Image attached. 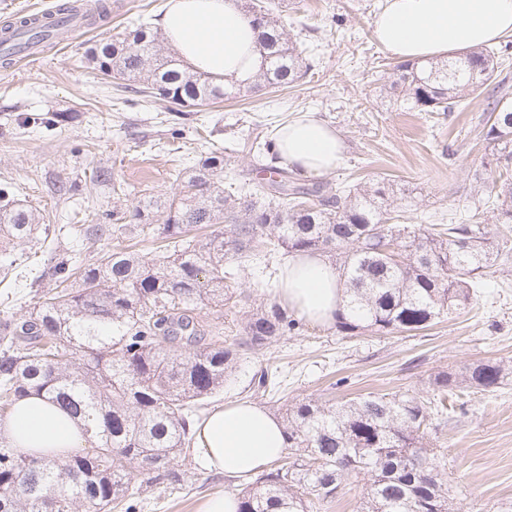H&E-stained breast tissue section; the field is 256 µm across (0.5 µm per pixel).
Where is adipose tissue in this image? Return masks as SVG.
Instances as JSON below:
<instances>
[{
  "label": "adipose tissue",
  "instance_id": "1",
  "mask_svg": "<svg viewBox=\"0 0 512 512\" xmlns=\"http://www.w3.org/2000/svg\"><path fill=\"white\" fill-rule=\"evenodd\" d=\"M161 27L185 67L214 82H246L259 68L257 34L236 0H168ZM373 29L378 44L393 58L429 61L511 33L512 0H385ZM277 152L301 176L332 171L343 160L336 132L307 113L280 127ZM275 296L314 324L332 323L342 306L335 266L316 255L292 257L280 273ZM0 433L18 452L41 457H62L86 445L83 421L42 394L20 399L0 422ZM196 437L205 465L227 476L258 471L286 448L281 421L247 400L216 406Z\"/></svg>",
  "mask_w": 512,
  "mask_h": 512
}]
</instances>
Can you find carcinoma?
Instances as JSON below:
<instances>
[{
    "label": "carcinoma",
    "mask_w": 512,
    "mask_h": 512,
    "mask_svg": "<svg viewBox=\"0 0 512 512\" xmlns=\"http://www.w3.org/2000/svg\"><path fill=\"white\" fill-rule=\"evenodd\" d=\"M245 13L260 30L262 68L248 91L288 89L313 74L314 60L299 49L263 0H247ZM76 6L63 3L44 23L20 17L0 29L5 56L47 41ZM86 58L115 90L144 100L163 98L197 106L234 97L241 89L190 74L174 55H163L158 32L141 25L119 40H101ZM501 50L483 45L419 67H395L385 87L394 103L415 112H460L484 97L483 138L491 153L471 191L469 221L404 224L389 200L398 188L380 178L346 189L331 182L293 181L276 165L275 138L247 142L267 161L263 181L247 179L213 151L182 173L183 191L153 225L158 202H138L126 224H73L87 240L119 235L129 245L104 257L53 266L54 287L35 292L28 316L0 320V410L13 411L31 392L49 396L84 421L94 446L80 454L37 459L19 454L0 437V512H41V499L59 493V512H132L138 493L132 469L155 463L154 481H182L177 458L190 449L192 406L224 389L238 351L220 333L201 345V311L224 312L241 293L226 276L224 258L242 264L277 254L339 256L343 310L336 331L353 336L415 332L471 305L495 267L512 260V94ZM496 226L484 223L487 211ZM204 224L225 225L224 235L202 239ZM49 235L36 210L0 186V248ZM151 237L154 251L132 247ZM244 345L262 348L299 330L276 303L260 304L237 321ZM193 351L176 349L181 340ZM512 365L479 360L460 372L434 373L433 395L367 392L342 402L303 399L282 412L288 452L271 468L240 484L238 512H326L344 482L366 480L361 512H456L448 496L447 460L434 435L454 421L445 401L497 391Z\"/></svg>",
    "instance_id": "cac0c4a2"
}]
</instances>
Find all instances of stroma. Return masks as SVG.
Returning a JSON list of instances; mask_svg holds the SVG:
<instances>
[{
  "label": "stroma",
  "mask_w": 512,
  "mask_h": 512,
  "mask_svg": "<svg viewBox=\"0 0 512 512\" xmlns=\"http://www.w3.org/2000/svg\"><path fill=\"white\" fill-rule=\"evenodd\" d=\"M112 12L103 28L77 31L48 44L32 60L0 66V184L20 189L19 198L55 228L53 237L36 236L23 251H0V317L25 315L35 297L11 275L18 268L41 288L52 287L57 262L112 250L113 239L82 244L69 230L77 210L106 211L122 218L143 197L165 201L178 195L175 170L194 165L210 150L223 152L228 167L255 177L247 138L271 118L290 120L311 112L335 127L345 150L330 171L337 183L354 185L386 177L411 190L397 200L408 223L467 218L470 192L488 150L482 138L481 100L461 112H406L381 92L379 77L396 64L375 41L373 22L384 0H272L290 36L318 46L315 73L296 87L268 89L210 106L177 105L157 99L118 100L84 54L94 41L115 38L127 22L154 19L167 0H101ZM182 112V138H172L169 120ZM77 113L61 125L56 115ZM29 124L16 125L17 115ZM111 171L112 183L92 180L93 170ZM76 183L68 200L54 193L58 181ZM127 185L122 196L113 182ZM283 260L244 267L228 257L244 298L214 324L225 345L238 347L239 359L223 391L208 407L230 400L254 401L274 415L305 398L344 399L358 393L429 394L440 370L458 371L469 363L512 362V271L490 274L473 303L424 331L357 336L338 334L334 325L304 323L297 334L265 347L242 346L234 319L251 303L274 301L273 284ZM278 369L282 388L269 397L254 390L262 369ZM438 436L448 454V491L459 512H512V381L497 392L475 396ZM179 484H150L134 499L136 512H200L210 496L232 493L236 481L202 465L200 449L180 461Z\"/></svg>",
  "instance_id": "35a3bbf8"
}]
</instances>
